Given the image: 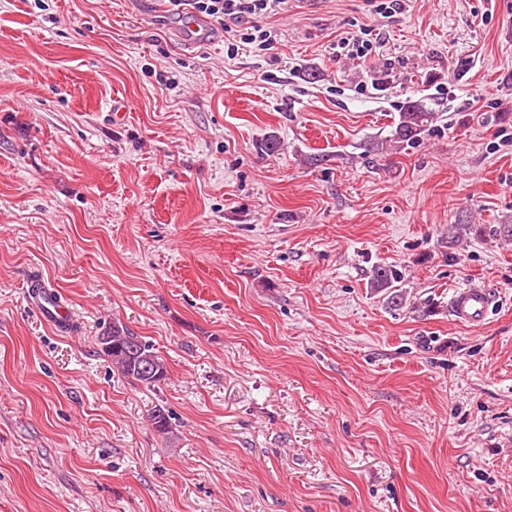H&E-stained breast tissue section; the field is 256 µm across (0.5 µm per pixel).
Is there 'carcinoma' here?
Wrapping results in <instances>:
<instances>
[{
    "label": "carcinoma",
    "mask_w": 512,
    "mask_h": 512,
    "mask_svg": "<svg viewBox=\"0 0 512 512\" xmlns=\"http://www.w3.org/2000/svg\"><path fill=\"white\" fill-rule=\"evenodd\" d=\"M433 120L434 113L421 101L410 99L398 115L389 142L399 149L414 145L430 129ZM398 282L400 273L392 266H378L373 270V287L385 292L388 302L394 306H401L405 302ZM98 344L100 353L111 358L121 374L129 380L151 387L167 377L165 360L153 345L122 326H112L109 339H100Z\"/></svg>",
    "instance_id": "1"
}]
</instances>
